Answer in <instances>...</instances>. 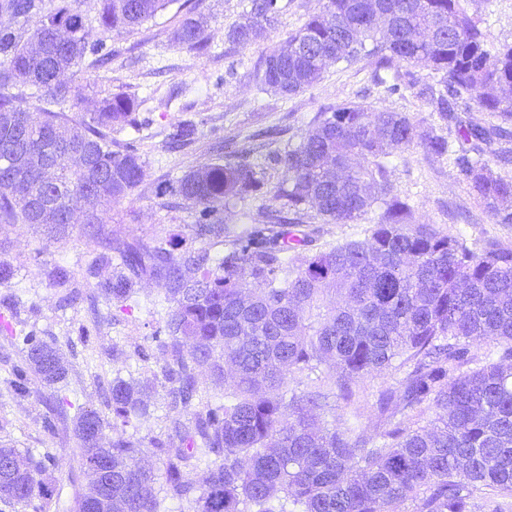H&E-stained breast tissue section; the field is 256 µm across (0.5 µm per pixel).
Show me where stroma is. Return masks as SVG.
Returning a JSON list of instances; mask_svg holds the SVG:
<instances>
[{
    "instance_id": "1",
    "label": "stroma",
    "mask_w": 512,
    "mask_h": 512,
    "mask_svg": "<svg viewBox=\"0 0 512 512\" xmlns=\"http://www.w3.org/2000/svg\"><path fill=\"white\" fill-rule=\"evenodd\" d=\"M183 2L173 0L138 30L112 31L108 68H77L69 75L83 89L82 111H94L108 90L130 94L139 103L134 126L113 134L112 139L117 149L138 143L144 177L126 200L97 213L111 230L113 244L159 242L176 253L202 247V240L191 230L192 204L158 196V187L216 161L236 162L245 156L257 161L272 150H287L299 142L316 113L327 107L354 102L372 112H404L417 123L419 134H444L425 100L415 93L380 94L367 61L348 69L327 65L317 84L289 97L259 90L254 79L259 58L278 49L290 33L319 12L323 0H282L275 27L245 48L230 47L224 30L238 18L247 0H198L196 10L207 19L208 48L203 52L174 42L175 16ZM463 6L480 18L491 41L512 44V0H464ZM184 120L195 123L196 136L184 146L173 147L168 135L173 125ZM271 126L279 127L282 134L270 144L258 133ZM392 167L398 192L415 201L417 223L463 234L470 242L512 245V224L495 223L459 182L447 159L416 146L399 151ZM72 211L75 227L58 240L30 224H0V259L16 266L15 286L29 302L28 308L12 313L5 302L12 288L0 286V320L17 318L20 330L34 332L59 349L67 370V397L73 404L64 412L52 411L48 388L26 397L16 395L10 380L23 353L0 334V444L13 445L42 461L41 479L51 494L48 512H74V493L82 483L79 444L73 433L75 409L110 415L108 389L116 371L129 370L144 378L159 372L163 357L158 350L148 349L144 360L136 351L148 348V336L163 327L169 309L164 284L155 278L139 280L135 302L126 308L86 286L82 261L88 240L80 227L89 207L76 200ZM58 264L71 270L74 285L81 289L80 297L66 305L61 302L64 289L52 284V270ZM84 326L91 331L86 341L80 336ZM401 377L394 368L366 374L355 388L353 404L339 405L336 417L356 418L368 436H377L382 430L378 397L396 387ZM149 402L150 417L132 421L125 433L140 441L141 462L160 472L164 463L155 441L178 443L175 427L190 425L191 416L171 409L162 381L155 380ZM48 417L55 424L51 433L44 428Z\"/></svg>"
}]
</instances>
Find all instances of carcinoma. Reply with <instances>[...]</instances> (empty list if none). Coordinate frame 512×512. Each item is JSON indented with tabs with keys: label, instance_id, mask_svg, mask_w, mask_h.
<instances>
[{
	"label": "carcinoma",
	"instance_id": "carcinoma-1",
	"mask_svg": "<svg viewBox=\"0 0 512 512\" xmlns=\"http://www.w3.org/2000/svg\"><path fill=\"white\" fill-rule=\"evenodd\" d=\"M81 0H0V223L39 224L63 234L72 224L70 202L96 209L126 198L141 182L144 161L135 145L112 149V133L133 121L136 98L109 94L97 109L79 107V87L63 79L74 68H105L112 50L105 34L133 31L173 0H96L95 15ZM279 0H249L225 38L246 47L270 28ZM204 21L189 9L178 17L175 38L203 47ZM375 64L374 81L388 96L419 88L451 140L433 132L423 145L449 155L466 184L497 224H512V163L492 145L512 141V44L496 46L461 0H324L320 13L290 34L283 48L260 58V88L292 96L316 84L327 62ZM440 75L419 85L400 64ZM28 91L11 92L17 86ZM42 104L31 112L27 99ZM488 114L475 122L471 108ZM417 126L403 112L366 111L355 104L317 113L299 143L270 152L261 162L242 159L185 172L162 196L195 207L196 237L228 246L175 255L162 246L126 242L110 246L96 214L86 235V278L107 299L123 303L136 280L164 282L171 304L167 336L151 337L164 356L161 374L170 404L193 407L180 446L161 442L165 492L194 512H475L477 492L512 497V246L487 242L477 251L458 235L413 222L414 208L392 182L386 159L414 145ZM286 173L274 191L279 208L268 222L237 232L223 210L262 194L265 170ZM57 206L44 219L49 200ZM380 210L371 234L311 250L315 237H291L287 224L315 217L324 224H353ZM315 215H309V211ZM301 250L288 260L283 254ZM119 272L100 278L101 266ZM21 345L11 386L27 395L37 381L54 389L60 406L72 402L55 388L66 377L62 357L33 333L3 324ZM496 343L497 359L474 346ZM190 351H184V348ZM397 364L398 387L384 390L379 438L354 424L329 420L331 398L346 401L364 374ZM210 366L215 383L234 372L224 402L197 399V368ZM332 365V387L283 391L288 376ZM149 382L112 379V418L78 409L74 433L84 476L76 512H160L154 470L140 463V442L119 436L101 445L105 428L125 426L148 412ZM430 431L416 427L428 412ZM95 458L112 464V486ZM41 463L0 446V494L31 506L46 497ZM195 478L186 477L187 469Z\"/></svg>",
	"mask_w": 512,
	"mask_h": 512
}]
</instances>
